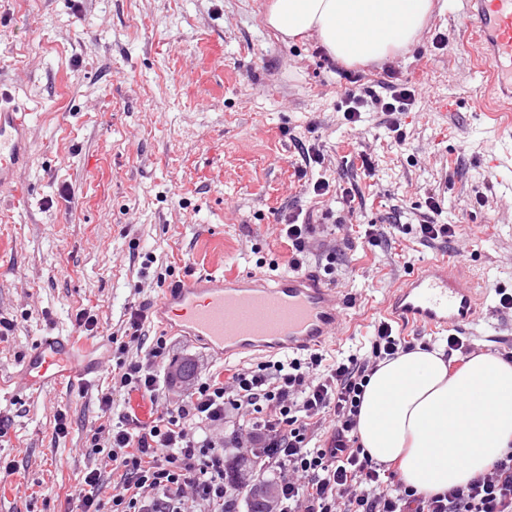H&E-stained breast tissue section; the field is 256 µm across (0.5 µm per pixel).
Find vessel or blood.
<instances>
[{
  "instance_id": "obj_1",
  "label": "vessel or blood",
  "mask_w": 512,
  "mask_h": 512,
  "mask_svg": "<svg viewBox=\"0 0 512 512\" xmlns=\"http://www.w3.org/2000/svg\"><path fill=\"white\" fill-rule=\"evenodd\" d=\"M473 38L488 63L489 85L512 100V0H465ZM31 114L0 84V189L17 181L30 158ZM486 296L464 260L427 263L412 272L388 302V314L438 333L461 329L482 314ZM159 327L200 339L221 359L246 354L293 355L327 344L343 317L339 291L316 272L292 270L245 276L202 273L174 281L155 302ZM93 345L49 332L27 350L7 389L35 396L83 385L99 370Z\"/></svg>"
}]
</instances>
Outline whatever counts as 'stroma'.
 I'll use <instances>...</instances> for the list:
<instances>
[{"label":"stroma","instance_id":"obj_1","mask_svg":"<svg viewBox=\"0 0 512 512\" xmlns=\"http://www.w3.org/2000/svg\"><path fill=\"white\" fill-rule=\"evenodd\" d=\"M269 0H0V80L32 111V155L19 173L28 208L0 202V377L49 331L99 345L102 370L90 384L0 399V512H80L75 487L100 469L101 499L119 480L93 433H108L127 408L111 370L132 310L173 281L201 273L288 271L277 213L344 207L341 196L308 195L297 142L325 160L315 176L361 198L350 222L310 240L306 269L331 278L346 318L327 362L367 355L392 291L430 259H463L488 295L483 317L465 326L482 351L512 352V168L492 156L512 147L476 101L482 62L460 0H434L417 41L384 60L330 62L315 36L287 41L265 22ZM446 35L447 46L437 38ZM407 85L416 101L400 117L363 111L346 123L350 83L383 93ZM370 167H363V160ZM441 220L460 227L453 247L427 245L393 228L421 223L428 196ZM373 225L376 240L360 239ZM92 317L94 330L77 321ZM168 364L189 358L197 376L224 370L197 340L169 336ZM112 391V408L99 398ZM66 414L68 431L56 434Z\"/></svg>","mask_w":512,"mask_h":512}]
</instances>
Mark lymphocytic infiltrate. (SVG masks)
I'll return each instance as SVG.
<instances>
[{
	"instance_id": "1",
	"label": "lymphocytic infiltrate",
	"mask_w": 512,
	"mask_h": 512,
	"mask_svg": "<svg viewBox=\"0 0 512 512\" xmlns=\"http://www.w3.org/2000/svg\"><path fill=\"white\" fill-rule=\"evenodd\" d=\"M343 116L357 123L365 107L387 115L408 111L415 93L390 83L385 96L344 92ZM281 235L302 268L315 232L313 211L279 212ZM388 323H379L365 357L325 363L311 351L235 369L197 381L168 402L160 379L167 341L157 337L133 358H118L116 387L148 397L159 412L150 422L120 420L108 435V459L120 480L109 499L96 493L100 470L79 480L81 512H236L229 489L227 449H258L274 474L271 512H512V450L466 485L442 493L420 491L397 479L358 444L364 389L381 361L409 351ZM331 417L325 442L315 440Z\"/></svg>"
}]
</instances>
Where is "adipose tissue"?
Segmentation results:
<instances>
[{
    "instance_id": "ef3b65f1",
    "label": "adipose tissue",
    "mask_w": 512,
    "mask_h": 512,
    "mask_svg": "<svg viewBox=\"0 0 512 512\" xmlns=\"http://www.w3.org/2000/svg\"><path fill=\"white\" fill-rule=\"evenodd\" d=\"M432 0H271L265 21L283 38L315 34L352 65L416 41ZM357 436L375 461L398 463L430 493L466 484L512 449V363L492 353L449 370L439 351L381 362L365 388Z\"/></svg>"
}]
</instances>
